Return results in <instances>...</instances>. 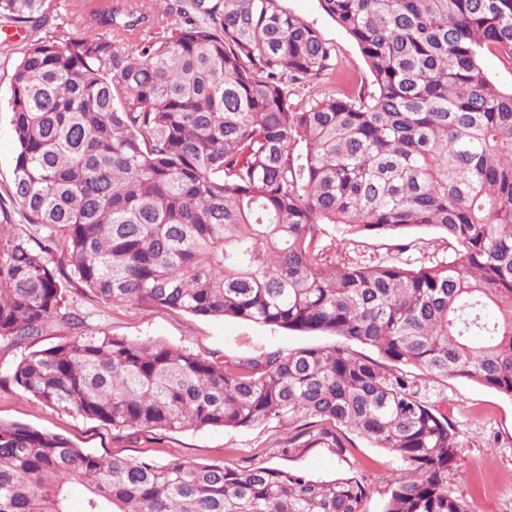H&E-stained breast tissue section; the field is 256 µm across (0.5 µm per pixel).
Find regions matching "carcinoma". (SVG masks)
I'll list each match as a JSON object with an SVG mask.
<instances>
[{"label": "carcinoma", "instance_id": "1", "mask_svg": "<svg viewBox=\"0 0 512 512\" xmlns=\"http://www.w3.org/2000/svg\"><path fill=\"white\" fill-rule=\"evenodd\" d=\"M355 41L369 84L308 86L341 70L335 45L282 0H191L187 19L132 52L107 33L32 44L10 81L12 198L41 240L0 221L3 381L112 426L165 434L271 418L333 422L407 472L382 512H471L448 488L455 429L397 373L463 378L512 399V0H320ZM44 0H0V17ZM345 233L433 228L448 259L339 264ZM67 257L72 266L55 261ZM160 308L338 336L330 347L209 358L87 328L70 303ZM57 329L67 339L45 348ZM389 361L359 356L346 342ZM364 512L356 476L103 457L0 422V512ZM482 65L488 76L504 89L512 87V69L496 53H486Z\"/></svg>", "mask_w": 512, "mask_h": 512}]
</instances>
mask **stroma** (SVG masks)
I'll return each mask as SVG.
<instances>
[{"label":"stroma","instance_id":"35a3bbf8","mask_svg":"<svg viewBox=\"0 0 512 512\" xmlns=\"http://www.w3.org/2000/svg\"><path fill=\"white\" fill-rule=\"evenodd\" d=\"M91 0H45L37 21L0 18V29L20 32L17 42H0V208L17 231L35 234L10 197L16 155L8 99L10 79L31 43L54 37L58 43L88 31ZM288 10L312 22L333 44L346 66L340 74L319 83L322 92H350L368 72L353 39L321 9L319 0H283ZM180 0H141L136 18L118 12L112 37L134 50L156 40L163 28L185 16ZM320 243L339 263L372 265L383 259L442 261L452 251L446 238L432 228H415L399 235L360 234L342 237L337 226L324 225ZM74 307L92 329L138 340L162 341L196 353L255 357L271 349L325 347L336 344L321 333L288 332L231 318L199 317L181 312L109 306L87 291L73 295ZM422 393L447 410L463 445L464 464L448 473V485L472 512H512V399L476 382L460 378L421 377ZM0 421L20 423L61 435L77 447L102 456H122L164 463L179 458L191 463L226 465L242 470L275 466L316 479L340 475L363 478L368 487L365 512H381L389 486L403 477L397 457L347 434L341 442L310 444L297 425L273 419L246 429L206 428L162 436L135 434L55 410L9 386H0Z\"/></svg>","mask_w":512,"mask_h":512}]
</instances>
